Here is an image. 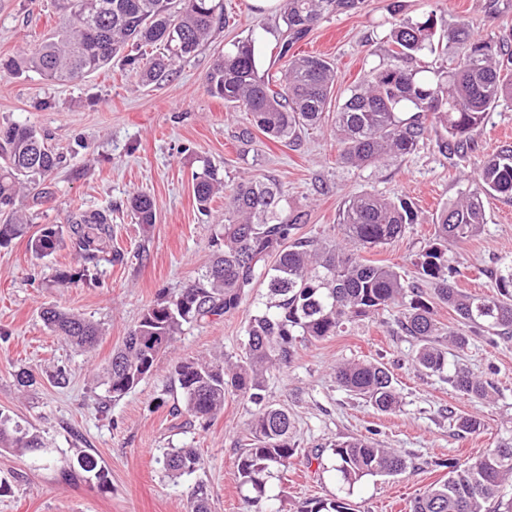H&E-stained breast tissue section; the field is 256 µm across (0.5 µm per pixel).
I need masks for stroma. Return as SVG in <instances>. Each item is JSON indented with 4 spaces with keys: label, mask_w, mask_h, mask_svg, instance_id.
Returning <instances> with one entry per match:
<instances>
[{
    "label": "stroma",
    "mask_w": 512,
    "mask_h": 512,
    "mask_svg": "<svg viewBox=\"0 0 512 512\" xmlns=\"http://www.w3.org/2000/svg\"><path fill=\"white\" fill-rule=\"evenodd\" d=\"M223 3V29L158 84L144 83L117 58L75 83L51 84L33 72L0 73V123L33 126L63 157L51 177L50 203L32 205L25 192L19 197L32 230L65 223L78 211L112 212L94 288L61 287L60 272L80 269L70 248L41 259L23 238L0 248V414L43 442L22 454L0 447V512H190L200 484L209 512H253L252 490L237 478L253 404L228 396L223 411L204 422L173 415V397L165 388L179 362L240 355L245 323L256 313L265 286H257L234 312L184 326L152 373L123 398L109 400L103 385L113 351L143 311L159 293L177 294L198 278L213 257L211 240L224 225V198L215 197L209 214L199 211L192 175L202 159L219 168L228 187L254 178L281 183L287 201L279 217L305 211L302 237L332 232L344 203L362 191L411 198L419 223L364 254L411 275L439 208L473 188L487 157L512 147L510 100L489 112L473 135V150L462 159L440 152L431 141L400 160L354 168L339 160L336 138L326 127L301 131L288 144L270 142L258 131L244 142L245 113L212 97L206 74L218 54L246 38L254 40L261 66H269L283 23L279 11L254 8L250 0ZM429 11L439 24L465 21L482 39L512 44V0H362L357 9L325 17L293 51L334 60L338 103L370 69L392 63L390 18L414 20ZM58 22L52 0H0V58L33 50ZM140 192L156 204L154 223H138L130 211V198ZM448 256L461 271L460 289L493 293L490 270L512 262V199H487L479 236L449 246ZM51 305L98 323L95 348L74 349L47 328L41 312ZM432 308L443 332L470 338L465 351L449 350V365L491 381V399L462 396L445 380L418 371L417 343L398 329L393 310L339 335L300 344L293 362L266 380V400L287 409L296 446L287 467L267 479L269 512H299L307 502L336 497L349 500L354 512H409L416 496L447 478L445 460H471L512 438V337L462 324L444 302L433 301ZM347 361L384 363L396 381L399 409L379 411L341 387L333 368ZM22 368L34 372L33 385L18 384ZM60 368L67 371L63 384L56 380ZM455 414L477 417L481 431L457 432ZM349 437L374 439L402 452L406 472L369 476L347 487L334 470L332 448ZM182 447L198 449L202 465L193 474L168 477L162 453ZM81 451L104 468L106 485L92 477L70 479L67 470Z\"/></svg>",
    "instance_id": "35a3bbf8"
}]
</instances>
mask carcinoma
<instances>
[{
	"label": "carcinoma",
	"instance_id": "1",
	"mask_svg": "<svg viewBox=\"0 0 512 512\" xmlns=\"http://www.w3.org/2000/svg\"><path fill=\"white\" fill-rule=\"evenodd\" d=\"M284 30L277 56L287 60L277 72L260 71L255 42L240 41L219 57L207 75L208 92L244 109L250 122L267 139L286 142L298 132L320 126L326 119L336 132L339 159L362 167L387 158L412 154L430 135L442 151L463 156L472 150V132L488 112L512 99V80L503 74L500 59L512 63L509 45L492 46L476 37L468 24L448 27L445 37L460 45L461 55L448 71L413 69L406 62L433 50L437 19L432 12L414 21L390 22L389 42L395 63L374 68L350 89L336 112H328L336 70L331 61L314 55L297 56L293 46L327 15L349 11L359 0H283ZM60 21L38 48L19 57L0 59V72L34 71L50 83H71L105 67L116 54L130 48L124 65L147 82L173 74L174 67L198 52L219 28L223 16L215 0H54ZM158 45L151 55L143 47ZM62 163L48 135L20 122L0 126V247L28 236L39 257L51 256L70 244L81 260L78 276H61L64 285L96 279L100 249L83 231L95 224L110 232L112 212L91 210L71 214L64 224L30 232L18 214L20 189L38 185ZM224 187L219 169L203 161L193 176L198 209L210 210ZM512 196V149L488 157L477 172L474 189L436 215L428 246L414 261L417 277L409 281L390 264L365 260L361 253L401 237L419 213L406 196L385 198L373 192L350 197L340 215L341 241L296 238L305 214L293 212L286 222H274L285 200L283 187L270 179L236 184L224 194V235L213 240L216 257L192 284L174 296H162L148 306L106 368V392L120 399L153 370L183 326L205 322L237 310L256 283L267 285L262 308L245 327L242 356L230 361L220 355L179 363L174 389L185 410L208 420L224 408L228 394L256 406L246 422V443L238 458L237 475L255 496V512H263L265 477L285 467L295 454L288 412L264 403L267 375L290 364L301 342L337 336L355 320L403 308L398 323L419 344L415 365L448 381L463 396L486 400L491 385L468 370L448 367L445 337L425 300L422 285L465 324L512 332V264L492 273L495 295L478 296L457 287L461 272L448 258V245L478 236L484 224V200ZM130 208L141 224L155 219L153 199L137 193ZM43 322L79 348H89L99 335L92 321L57 306L43 310ZM336 381L352 395L381 411L399 407V394L389 369L380 362H348L336 366ZM0 416V447L18 452L41 447L39 436L19 426L8 427ZM335 471L352 488L367 476L401 474L405 457L369 439H347L333 448ZM200 464L195 448H170L162 466L175 478L190 475ZM448 478L417 496L410 512H512V502L500 499L512 480V441H503L463 464H448ZM92 473L106 483L104 470L86 453L77 455L70 476ZM300 512H351L344 498L319 500Z\"/></svg>",
	"mask_w": 512,
	"mask_h": 512
}]
</instances>
